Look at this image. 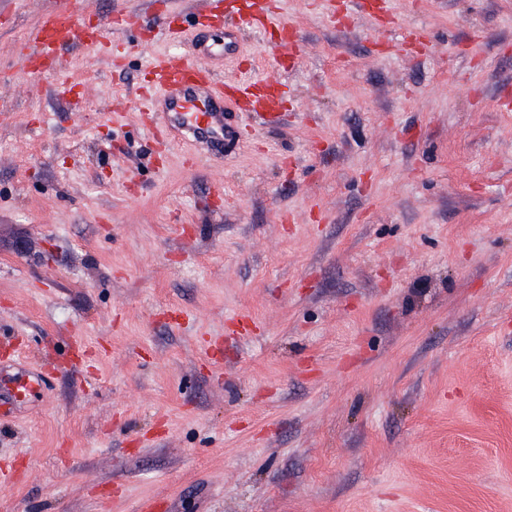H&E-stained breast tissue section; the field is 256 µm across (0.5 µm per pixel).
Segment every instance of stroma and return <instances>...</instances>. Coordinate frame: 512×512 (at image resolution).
I'll list each match as a JSON object with an SVG mask.
<instances>
[{"label": "stroma", "instance_id": "obj_1", "mask_svg": "<svg viewBox=\"0 0 512 512\" xmlns=\"http://www.w3.org/2000/svg\"><path fill=\"white\" fill-rule=\"evenodd\" d=\"M46 2L0 24V342L50 376L0 512H512V0H276L299 61L238 56L293 108L194 166L135 103L195 31L27 77Z\"/></svg>", "mask_w": 512, "mask_h": 512}]
</instances>
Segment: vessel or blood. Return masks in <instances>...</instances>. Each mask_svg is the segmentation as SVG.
Instances as JSON below:
<instances>
[{
    "instance_id": "vessel-or-blood-1",
    "label": "vessel or blood",
    "mask_w": 512,
    "mask_h": 512,
    "mask_svg": "<svg viewBox=\"0 0 512 512\" xmlns=\"http://www.w3.org/2000/svg\"><path fill=\"white\" fill-rule=\"evenodd\" d=\"M195 25L220 23L223 29L237 32L258 30L262 21L271 18V0H200ZM153 20L150 29L154 39H167L181 34L176 15L167 12L162 0H151ZM93 47L101 43L100 31L86 32L83 15L58 0L42 14L29 40L22 47V69L37 74L44 62L58 63L60 51L74 42ZM230 43L212 47L195 43L192 52H168L152 57L144 72L148 92L139 103L146 118L144 125L153 135L173 141L176 132H184L194 144L209 154L220 153L224 145L239 142L242 127L224 121V99L227 90L237 92L235 103L239 112L252 124H272L282 118L283 96L276 80L268 75H228L217 78L209 57L233 52ZM48 384L47 374L15 362L0 367V391L8 400L0 411L9 412L28 403L31 395Z\"/></svg>"
}]
</instances>
